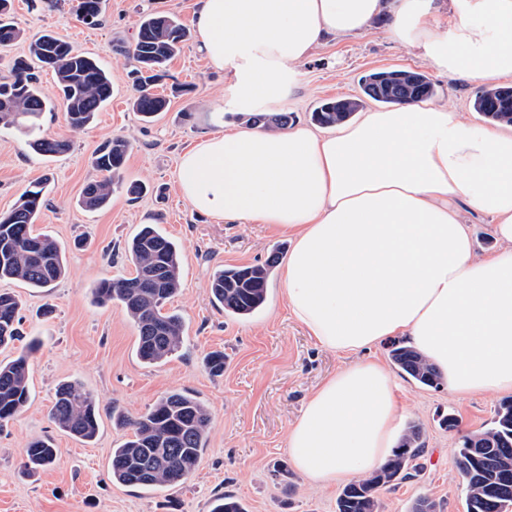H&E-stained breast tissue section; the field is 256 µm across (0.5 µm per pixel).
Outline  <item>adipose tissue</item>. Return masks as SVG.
Listing matches in <instances>:
<instances>
[{
    "instance_id": "adipose-tissue-1",
    "label": "adipose tissue",
    "mask_w": 512,
    "mask_h": 512,
    "mask_svg": "<svg viewBox=\"0 0 512 512\" xmlns=\"http://www.w3.org/2000/svg\"><path fill=\"white\" fill-rule=\"evenodd\" d=\"M389 14V34L448 78L512 77V0H198L190 25L238 111L279 106L296 68L328 41ZM176 180L198 213L265 224L292 248L288 307L351 361L305 401L287 436L309 482L356 479L394 452L397 384L360 351L407 338L450 393L512 392V128L480 127L423 101L325 129H227L181 155ZM490 218L477 256L462 210Z\"/></svg>"
}]
</instances>
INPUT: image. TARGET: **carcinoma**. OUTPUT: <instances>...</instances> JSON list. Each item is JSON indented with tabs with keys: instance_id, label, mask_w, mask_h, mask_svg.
Instances as JSON below:
<instances>
[{
	"instance_id": "carcinoma-1",
	"label": "carcinoma",
	"mask_w": 512,
	"mask_h": 512,
	"mask_svg": "<svg viewBox=\"0 0 512 512\" xmlns=\"http://www.w3.org/2000/svg\"><path fill=\"white\" fill-rule=\"evenodd\" d=\"M103 0H76L75 13L82 22L93 24L102 11ZM10 0H0V46L22 38V31L8 18ZM188 28L175 16L148 14L139 22L133 57L136 112L149 121L168 108L169 100L154 88L165 76L166 66L187 40ZM49 69L56 80V99L42 95L37 69ZM413 81L402 71H380L361 79L363 94L387 106L415 103L432 98L434 85L421 72H412ZM112 96V81L94 59L46 33L32 41L28 56L13 63L11 78L0 82V127L16 128L30 137L37 153L54 156L67 150L60 139L41 136L43 113L59 107L67 124L80 130L93 122ZM361 106L359 98H341L321 103L312 120L325 126L349 120ZM473 109L485 120L512 125V87H485L473 102ZM286 113H254V126L288 125ZM130 142L114 137L105 142L94 165L102 177L85 185L80 204L88 210L108 205L119 185ZM45 185L38 181L23 194L15 207L0 214V281L17 280L32 288L50 289L66 272L63 252L50 235L34 232L44 205ZM125 254L134 266L129 278L103 279L92 289L94 301L121 304L137 331V356L145 364H159L177 352L183 343V321L165 305L180 289L182 253L157 225L145 224L127 243ZM277 254L264 264L232 266L217 270L210 282L215 305L227 316L248 317L263 307L267 299L269 269ZM19 305L10 293H0V347L19 340ZM394 364L417 383L439 387L443 378L423 356L408 346L391 351ZM30 399L28 355L0 362V424L14 419ZM50 416L71 436L92 441L98 432L95 399L77 382L60 384L54 395ZM211 417L196 395L172 391L148 412L118 418L132 435L112 449V478L133 487L172 486L184 481L197 466L205 450ZM482 448L471 446L474 434L462 436L455 449L456 472L466 491V512H500L498 506H512V402L502 404L488 428L479 432ZM425 453L420 430L410 426L399 452L373 469L361 480L346 485L336 499V512H380L379 492L419 476L417 460ZM57 459L53 444L35 439L25 448L24 467L28 471L47 468ZM211 512H246L244 504L231 495L219 498Z\"/></svg>"
}]
</instances>
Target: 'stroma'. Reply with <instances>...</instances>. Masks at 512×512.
I'll return each mask as SVG.
<instances>
[{"label": "stroma", "instance_id": "35a3bbf8", "mask_svg": "<svg viewBox=\"0 0 512 512\" xmlns=\"http://www.w3.org/2000/svg\"><path fill=\"white\" fill-rule=\"evenodd\" d=\"M197 0H106L95 24L78 21L70 0H13L12 15L22 40L0 49V79L9 77L15 57L30 41L54 31L93 57L111 76L112 96L96 121L80 131L67 125L62 110L44 113L43 134L69 141L64 154L45 159L14 130H0V213L10 211L31 182L47 179L46 206L35 229L50 234L65 251L68 268L51 291L1 281L0 291L20 303L15 344L0 347V362L15 358L38 340L30 358L31 397L23 411L0 427V512H210L224 494L235 495L247 512H336L341 485L309 483L296 470L273 474L288 464L286 440L308 396L346 362L319 347L289 312L278 274H271L265 306L256 315L226 316L212 301L215 269L262 264L273 250L288 254L291 242L263 224H229L196 213L183 199L175 178L178 158L209 134L246 127L245 113L224 100V74L211 68L195 40H187L168 66L158 91L174 83L191 93L171 97L169 107L146 122L133 110L128 51L145 14H175L189 20ZM388 16L376 18L363 34L328 42L299 68L292 94L282 109L295 126L326 99L359 94L361 78L383 70H417L436 87L435 102L448 103L471 122L480 86L455 82L429 69L387 35ZM116 135L130 139L121 179L109 204L86 211L79 205L84 186L99 179L93 159ZM144 184L140 196L125 187ZM153 219L182 250L181 288L168 306L184 321L183 345L165 363L147 365L135 355L137 331L120 305L94 303L91 290L104 278L127 277L133 266L126 242ZM224 354V373L211 375L209 353ZM402 424L418 425L426 442L417 480L382 491L380 512H410L420 496L435 500L438 512H465V489L453 452L462 434L485 428L502 396H455L447 388L420 385L396 374ZM80 383L96 400L99 432L85 443L61 431L50 418L56 386ZM188 390L207 405L211 423L206 450L195 471L176 487L136 488L112 478V450L128 438L113 414L136 417L166 392ZM458 418L448 429L443 420ZM46 439L58 450L56 462L25 473L24 450Z\"/></svg>", "mask_w": 512, "mask_h": 512}]
</instances>
